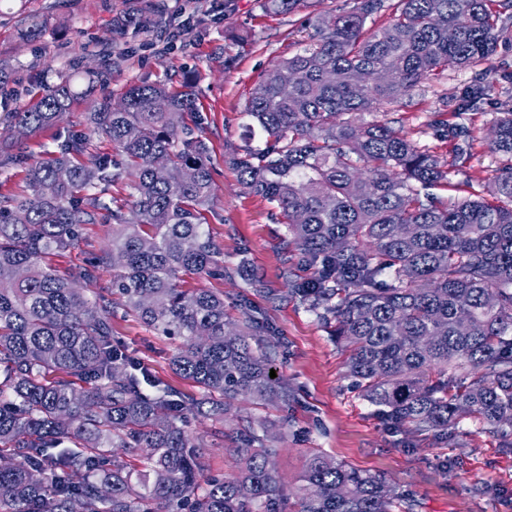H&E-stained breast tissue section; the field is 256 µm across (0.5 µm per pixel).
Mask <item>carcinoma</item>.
I'll return each instance as SVG.
<instances>
[{
    "label": "carcinoma",
    "instance_id": "obj_1",
    "mask_svg": "<svg viewBox=\"0 0 512 512\" xmlns=\"http://www.w3.org/2000/svg\"><path fill=\"white\" fill-rule=\"evenodd\" d=\"M304 0H264L291 14ZM386 0L309 23L302 51L249 92L245 114L261 144L229 158L241 184L274 205L289 244L314 268L293 296L350 349L347 373L394 427L442 438L470 415L512 431V110L496 122L505 204L431 190L448 181L436 156L363 115L401 100L438 70L492 55L507 28L491 0H397L392 21L366 30ZM389 70L391 85H362L360 70ZM80 93L69 79L10 113L20 135L53 126ZM167 101L164 112L155 109ZM190 91L149 82L118 108L88 111L92 132L128 158L77 157L90 139H67L26 169L28 192L0 205V512H282L273 441L252 425L219 429L237 445L232 477L205 476L193 417L223 423L233 403L288 402L270 378V353L253 346L272 327L224 297L182 287L187 275L224 277L203 224L214 198L209 146L185 122ZM121 181L131 200H105ZM103 223L111 245L61 272L46 262L76 248L83 225ZM413 232L400 234V225ZM112 268L93 297L83 284ZM178 345L171 365L196 396L162 385L112 337V297ZM296 512H392L379 475L311 457Z\"/></svg>",
    "mask_w": 512,
    "mask_h": 512
}]
</instances>
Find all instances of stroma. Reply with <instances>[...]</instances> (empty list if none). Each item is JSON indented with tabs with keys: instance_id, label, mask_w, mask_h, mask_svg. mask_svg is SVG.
Returning <instances> with one entry per match:
<instances>
[{
	"instance_id": "obj_1",
	"label": "stroma",
	"mask_w": 512,
	"mask_h": 512,
	"mask_svg": "<svg viewBox=\"0 0 512 512\" xmlns=\"http://www.w3.org/2000/svg\"><path fill=\"white\" fill-rule=\"evenodd\" d=\"M263 0H0V192H26L25 168L11 162L47 157L71 135L87 133L92 102L119 101L142 81L178 89L190 86L196 122L211 149L215 199L206 214L210 236L224 261L223 278L186 276L190 289L223 294L228 314L264 318L277 379L293 392L285 406L238 401L229 425L267 420L276 435L283 508L290 512L308 462L319 453L386 479L404 499L394 512H512V436L461 419L445 441L405 426L386 427L374 405L353 388L349 356L329 326L288 292L290 281L310 277L289 245L273 207L250 194L232 153L250 140L244 115L251 87L284 58L299 51V30L308 18L350 10L355 0H303L291 14L273 15ZM99 74L93 97L78 100L64 122L30 133L14 144L1 129L10 112L35 103L63 78L85 84ZM512 109V36L478 66L444 71L409 96L375 113L419 147L448 165V182L434 190L443 203L471 196L494 201L497 162L490 150L500 113ZM463 127L441 136V123ZM104 224L85 225L78 246L50 257L57 270L82 263L109 242ZM112 334L175 390L193 394L195 384L168 366L172 340L157 335L136 315L115 304ZM194 437L208 446L206 473H236L235 446L216 434L211 421L191 420Z\"/></svg>"
}]
</instances>
